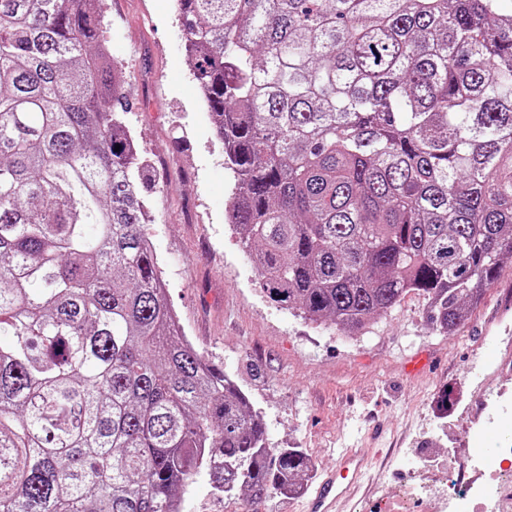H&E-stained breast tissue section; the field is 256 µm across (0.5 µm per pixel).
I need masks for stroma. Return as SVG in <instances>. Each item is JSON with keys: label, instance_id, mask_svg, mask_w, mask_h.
I'll use <instances>...</instances> for the list:
<instances>
[{"label": "stroma", "instance_id": "obj_1", "mask_svg": "<svg viewBox=\"0 0 512 512\" xmlns=\"http://www.w3.org/2000/svg\"><path fill=\"white\" fill-rule=\"evenodd\" d=\"M103 28L134 103L124 121L145 166V231L168 299L187 339L249 396L270 447L303 449L317 477L391 422L383 496L409 455L435 451L437 465L419 476L429 483L449 456L512 435V266L449 336L431 331L414 293L353 338L278 307L226 222L232 175L196 98L173 0H106ZM446 387L456 398L448 415L437 406ZM247 510L202 477L184 495L183 512Z\"/></svg>", "mask_w": 512, "mask_h": 512}]
</instances>
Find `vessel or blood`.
<instances>
[{"label": "vessel or blood", "mask_w": 512, "mask_h": 512, "mask_svg": "<svg viewBox=\"0 0 512 512\" xmlns=\"http://www.w3.org/2000/svg\"><path fill=\"white\" fill-rule=\"evenodd\" d=\"M369 468L368 459L353 449H346L335 470L322 475L303 512H343L345 504L370 493L371 487L366 481Z\"/></svg>", "instance_id": "b4317fda"}]
</instances>
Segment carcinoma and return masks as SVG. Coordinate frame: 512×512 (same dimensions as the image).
Wrapping results in <instances>:
<instances>
[{"label":"carcinoma","instance_id":"obj_1","mask_svg":"<svg viewBox=\"0 0 512 512\" xmlns=\"http://www.w3.org/2000/svg\"><path fill=\"white\" fill-rule=\"evenodd\" d=\"M175 2L265 296L356 336L414 293L456 332L512 260L499 0ZM131 108L101 0H0V512H181L201 476L259 503L311 470L179 330Z\"/></svg>","mask_w":512,"mask_h":512}]
</instances>
